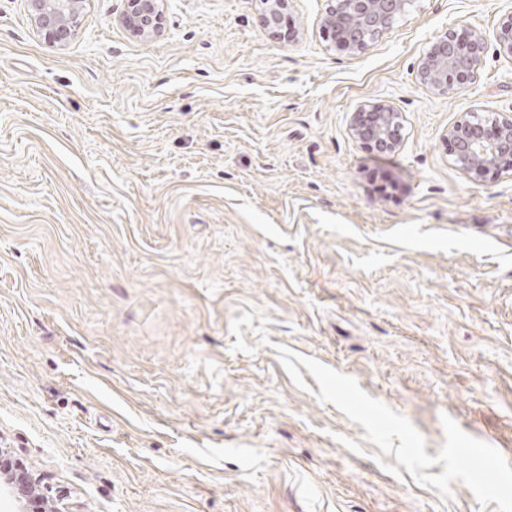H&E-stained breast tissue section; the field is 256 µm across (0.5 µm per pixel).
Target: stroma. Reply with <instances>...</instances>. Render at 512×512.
<instances>
[{
    "mask_svg": "<svg viewBox=\"0 0 512 512\" xmlns=\"http://www.w3.org/2000/svg\"><path fill=\"white\" fill-rule=\"evenodd\" d=\"M288 0H0V448L72 512H512V172L446 132L512 113V0H412L362 54ZM449 29L483 63L417 66ZM404 116L356 139L361 105ZM36 29L56 43H64L80 25V0H31ZM127 10L122 17L124 27L134 36L143 39L154 36L162 24L163 0H127ZM259 2L257 20L261 26L275 33L279 15L286 6L288 0H256ZM499 54L512 63V11L505 13L495 32ZM485 50L482 34L472 30H446L423 56L418 69L419 79L439 94L448 95L457 80L479 68ZM350 126L356 138L388 152L401 142L404 116L391 105L365 104L352 113Z\"/></svg>",
    "mask_w": 512,
    "mask_h": 512,
    "instance_id": "stroma-1",
    "label": "stroma"
}]
</instances>
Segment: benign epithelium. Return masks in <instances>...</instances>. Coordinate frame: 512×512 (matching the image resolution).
<instances>
[{
	"label": "benign epithelium",
	"instance_id": "benign-epithelium-1",
	"mask_svg": "<svg viewBox=\"0 0 512 512\" xmlns=\"http://www.w3.org/2000/svg\"><path fill=\"white\" fill-rule=\"evenodd\" d=\"M163 0H127L124 27L143 39L154 36L162 24ZM257 20L275 31L288 0H257ZM322 19L335 43L353 54L365 52L388 32L406 8L408 0H332ZM80 0H31L36 29L46 38L63 43L80 25ZM499 54L512 63V11L504 14L496 28ZM486 50L485 38L472 30L449 29L439 35L423 56L419 79L441 95L450 93L455 82L479 68ZM353 135L383 151L396 149L402 139L404 116L395 107L369 105L352 113ZM455 167L463 173L489 168L512 170V113L487 118L465 112L446 134ZM0 492L14 498L20 512H44L46 498L39 484L18 459L4 457L0 449Z\"/></svg>",
	"mask_w": 512,
	"mask_h": 512
}]
</instances>
